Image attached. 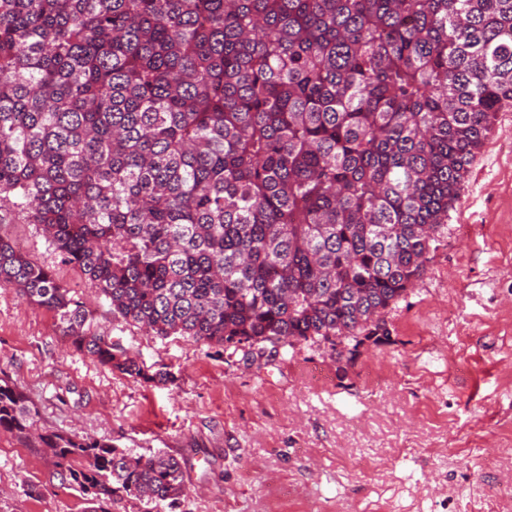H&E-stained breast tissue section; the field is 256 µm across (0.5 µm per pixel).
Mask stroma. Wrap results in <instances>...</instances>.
<instances>
[{
    "instance_id": "1",
    "label": "stroma",
    "mask_w": 512,
    "mask_h": 512,
    "mask_svg": "<svg viewBox=\"0 0 512 512\" xmlns=\"http://www.w3.org/2000/svg\"><path fill=\"white\" fill-rule=\"evenodd\" d=\"M0 233L49 269L98 333L167 366L146 383L72 346L54 312L0 286V379L39 412L34 433L165 452L185 492L119 512H512V105L497 115L422 277L381 345L298 342L228 355L117 320L35 224ZM48 449L0 430V512H85Z\"/></svg>"
}]
</instances>
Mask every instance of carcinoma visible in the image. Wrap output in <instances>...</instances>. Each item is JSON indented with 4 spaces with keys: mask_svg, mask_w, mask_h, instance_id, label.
<instances>
[{
    "mask_svg": "<svg viewBox=\"0 0 512 512\" xmlns=\"http://www.w3.org/2000/svg\"><path fill=\"white\" fill-rule=\"evenodd\" d=\"M512 103V0H0V224H38L112 316L249 354L382 340ZM0 286L103 340L0 235ZM26 396L0 382V430ZM91 512L184 493L176 458L41 438Z\"/></svg>",
    "mask_w": 512,
    "mask_h": 512,
    "instance_id": "cac0c4a2",
    "label": "carcinoma"
}]
</instances>
